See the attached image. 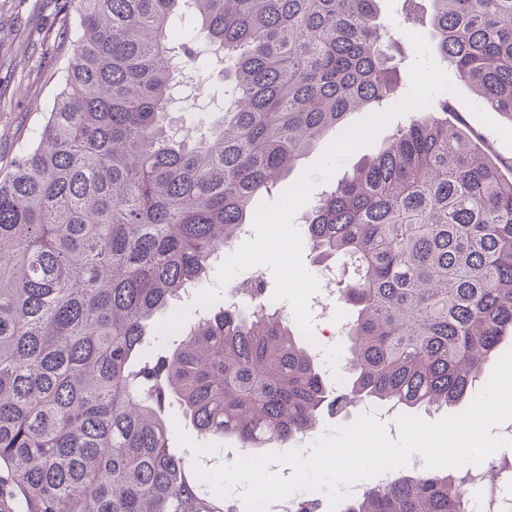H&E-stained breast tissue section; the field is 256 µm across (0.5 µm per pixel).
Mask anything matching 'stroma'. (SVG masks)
Wrapping results in <instances>:
<instances>
[{
  "label": "stroma",
  "instance_id": "35a3bbf8",
  "mask_svg": "<svg viewBox=\"0 0 512 512\" xmlns=\"http://www.w3.org/2000/svg\"><path fill=\"white\" fill-rule=\"evenodd\" d=\"M65 23L56 0H0L1 167L29 140L50 110L70 52L57 38ZM455 87L460 119L485 136L499 163L512 164V119L482 106L463 82H456ZM223 104V83L207 79L201 88H187L169 118L192 137L199 127L200 109Z\"/></svg>",
  "mask_w": 512,
  "mask_h": 512
}]
</instances>
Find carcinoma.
Returning a JSON list of instances; mask_svg holds the SVG:
<instances>
[{
	"label": "carcinoma",
	"instance_id": "1",
	"mask_svg": "<svg viewBox=\"0 0 512 512\" xmlns=\"http://www.w3.org/2000/svg\"><path fill=\"white\" fill-rule=\"evenodd\" d=\"M71 47L44 123L0 173V470L27 512H237L171 451L179 406L202 439L260 449L316 431L357 395L407 409L466 400L512 332V167L441 96L321 192L319 263L340 260L350 372L333 384L267 304L210 306L143 361L145 323L250 224L256 200L349 113L398 89L377 0H59ZM434 47L512 118V0H428ZM186 11L190 33L175 21ZM209 52L231 88L189 142L163 126ZM425 471L338 512H469Z\"/></svg>",
	"mask_w": 512,
	"mask_h": 512
}]
</instances>
